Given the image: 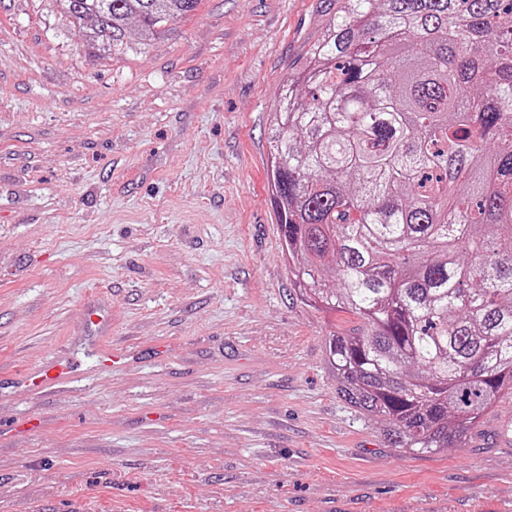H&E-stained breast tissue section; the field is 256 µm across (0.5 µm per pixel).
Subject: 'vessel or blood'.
<instances>
[{
	"mask_svg": "<svg viewBox=\"0 0 512 512\" xmlns=\"http://www.w3.org/2000/svg\"><path fill=\"white\" fill-rule=\"evenodd\" d=\"M112 330V312L105 305L93 301L88 303L81 318L79 335L81 339L92 340L106 336ZM95 369L103 375L111 374L129 360L126 350L99 347L95 350ZM77 376L75 360L64 351L42 360L35 366L11 374V394L15 397H29L55 393L69 388Z\"/></svg>",
	"mask_w": 512,
	"mask_h": 512,
	"instance_id": "b4317fda",
	"label": "vessel or blood"
}]
</instances>
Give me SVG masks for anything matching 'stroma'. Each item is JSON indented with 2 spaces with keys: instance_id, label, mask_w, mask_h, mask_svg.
<instances>
[{
  "instance_id": "obj_1",
  "label": "stroma",
  "mask_w": 512,
  "mask_h": 512,
  "mask_svg": "<svg viewBox=\"0 0 512 512\" xmlns=\"http://www.w3.org/2000/svg\"><path fill=\"white\" fill-rule=\"evenodd\" d=\"M329 0H201L110 57L56 0H0V372L63 346L65 399L0 398V512H512V399L461 447L394 448L325 361L266 177L275 99ZM138 362L94 373L85 302ZM112 330V312L105 305L93 301L89 302L85 308L81 318L79 327V337L88 342L94 336H106Z\"/></svg>"
}]
</instances>
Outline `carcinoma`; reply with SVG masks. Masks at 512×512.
<instances>
[{"label": "carcinoma", "mask_w": 512, "mask_h": 512, "mask_svg": "<svg viewBox=\"0 0 512 512\" xmlns=\"http://www.w3.org/2000/svg\"><path fill=\"white\" fill-rule=\"evenodd\" d=\"M129 49L201 0H58ZM273 111L267 179L336 392L396 448L462 443L512 398V0H336ZM333 278L336 287H325Z\"/></svg>", "instance_id": "carcinoma-1"}]
</instances>
